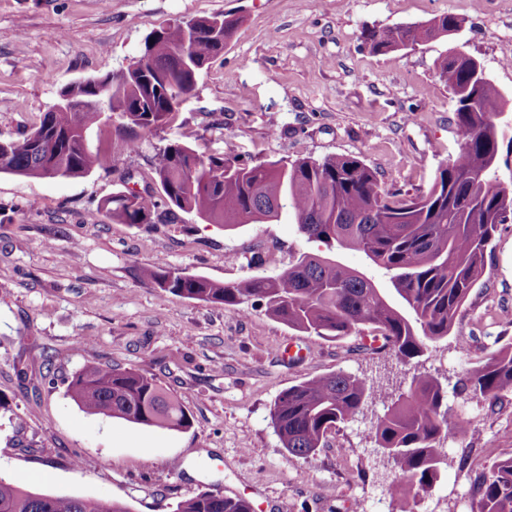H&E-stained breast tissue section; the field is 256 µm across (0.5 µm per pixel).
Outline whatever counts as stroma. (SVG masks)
Masks as SVG:
<instances>
[{
    "mask_svg": "<svg viewBox=\"0 0 512 512\" xmlns=\"http://www.w3.org/2000/svg\"><path fill=\"white\" fill-rule=\"evenodd\" d=\"M225 13L240 19L235 35L137 150L101 124L87 139L111 155L109 168L0 174V477L131 512H170L207 490L245 498L253 512H471L475 474L512 456V393L494 406L449 396V416L472 433L449 438L443 480L414 502L386 497L393 473L370 437L382 403L330 431L314 456H291L270 417L284 390L340 370L403 381L412 365L374 350L366 334L321 339L259 307L242 318L146 286L140 272L163 261L233 282L325 245L300 235L287 213L228 231L191 217L120 224L101 205L128 190L125 174L152 182L153 157L172 141L249 164L352 156L389 188L427 189L461 143L438 57L456 50L481 61L512 125V0H0V139L29 133L71 84L125 69L153 31ZM443 14L460 24L453 36L379 55L361 39ZM452 333L424 363L452 382L512 343V222L498 226ZM458 336L469 337L466 348ZM90 363L155 377L181 398L190 428L82 411L66 388Z\"/></svg>",
    "mask_w": 512,
    "mask_h": 512,
    "instance_id": "35a3bbf8",
    "label": "stroma"
}]
</instances>
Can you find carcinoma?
I'll return each mask as SVG.
<instances>
[{
    "label": "carcinoma",
    "instance_id": "obj_1",
    "mask_svg": "<svg viewBox=\"0 0 512 512\" xmlns=\"http://www.w3.org/2000/svg\"><path fill=\"white\" fill-rule=\"evenodd\" d=\"M239 18L198 17L150 34L141 55L125 70L75 83L60 103L20 139L0 140V173L34 177H78L110 164L92 151L88 130L112 116L126 146L138 147L137 131L152 133L169 122L195 89L209 61L230 40ZM452 15L424 26L369 30L362 34L374 54L451 34ZM437 74L453 94L459 152L440 164L427 188L404 195L382 185L355 157L279 159L247 164L222 154H203L174 141L159 149L154 171L160 193L129 191L105 201L120 224H149L159 211H179L235 230L242 224L276 221L294 214L299 232L328 250L362 253L388 275L399 297L394 303L362 273L327 255L302 254L271 274L219 283L189 275L159 261L141 271V281L174 295L220 304L237 314L259 305L270 317L322 339L366 329L404 364L448 341L456 317L482 274L500 219L512 210V187L498 183L495 167L505 127L496 122L506 101L484 68L458 52L440 57ZM491 405L512 392V346L467 368L448 387L427 371L395 389L372 388L347 372L315 377L289 387L270 411L288 453L309 458L328 431L381 401L384 413L371 439L390 449L392 499H417L434 487L447 467L449 435L469 430L448 419V390ZM67 395L84 411L173 431L191 426L177 396L156 378L132 368L87 365L68 382ZM472 512H512V456L494 461L473 482ZM0 512H130L119 502L33 493L0 477ZM173 512H251L242 498L204 491L178 502Z\"/></svg>",
    "mask_w": 512,
    "mask_h": 512
}]
</instances>
